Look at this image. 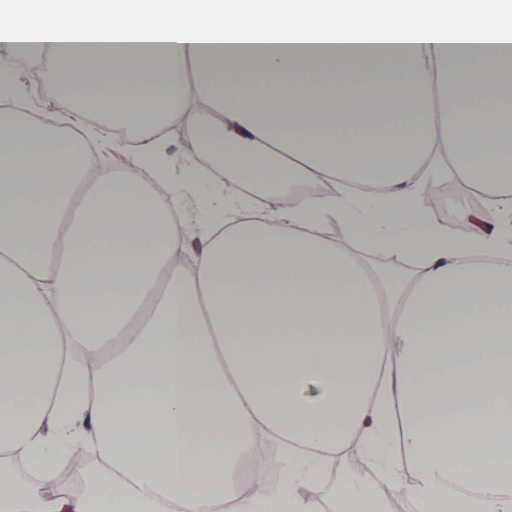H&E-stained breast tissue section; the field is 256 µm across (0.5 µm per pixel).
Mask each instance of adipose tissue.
I'll list each match as a JSON object with an SVG mask.
<instances>
[{
	"label": "adipose tissue",
	"instance_id": "obj_1",
	"mask_svg": "<svg viewBox=\"0 0 512 512\" xmlns=\"http://www.w3.org/2000/svg\"><path fill=\"white\" fill-rule=\"evenodd\" d=\"M0 31L64 98L104 75L139 144L92 180L82 112L0 108V512H385L405 471L416 512H512V0H38ZM167 129L285 207L172 172ZM478 173L449 239L422 177ZM201 189L223 222L178 223ZM272 444L287 479L239 491ZM347 448L382 484L302 497Z\"/></svg>",
	"mask_w": 512,
	"mask_h": 512
}]
</instances>
